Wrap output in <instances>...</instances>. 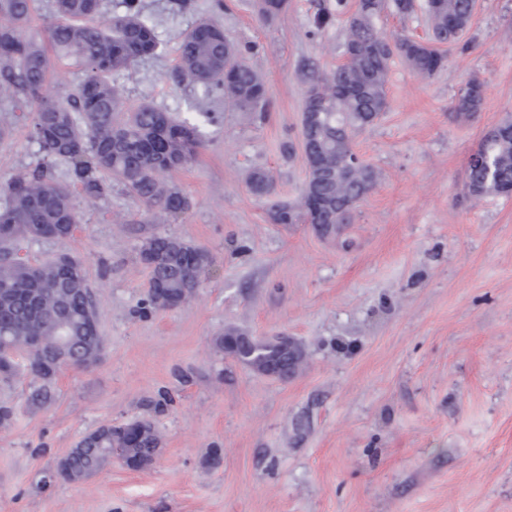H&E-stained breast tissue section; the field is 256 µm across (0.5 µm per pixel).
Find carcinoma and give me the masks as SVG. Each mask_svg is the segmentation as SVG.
Segmentation results:
<instances>
[{"mask_svg": "<svg viewBox=\"0 0 512 512\" xmlns=\"http://www.w3.org/2000/svg\"><path fill=\"white\" fill-rule=\"evenodd\" d=\"M387 0H358L349 16L344 41L345 61L305 75L302 120L318 114L315 140L305 151L307 176L295 204L279 203L269 212L273 224H315L328 236L351 222L346 210L367 197L379 180L372 166L354 150L356 134L388 108L386 82L393 57H402L412 71L428 79L444 68L443 46L456 45L470 25L474 0H427L431 33L426 40L387 36L374 19ZM121 12L99 21L102 0H55L47 39L32 30L35 0H0V96L11 111L37 105L31 137L42 162L12 178L0 199V381L9 383L25 369L38 383L32 400L50 397L56 367L43 355L69 337L66 365L88 369L106 345L82 261L69 254L31 265L17 256L24 240L67 239L80 223L73 189L95 201L105 197L112 181L123 182L163 224L184 212L189 199L164 180L193 161L203 141L199 125L177 119L150 101L125 108L123 88L113 75L158 53L160 41L144 15L141 0H121ZM178 79L200 86L208 96H220L244 112L266 109L267 88L244 51L212 18L199 20L180 37ZM71 62L86 72L78 87L65 96L48 92V80L59 62ZM484 85L467 82L456 95L452 111L469 118L480 111ZM490 168L470 167V192L512 194V122L480 143ZM57 164L66 166L68 182L51 176ZM250 191L265 195L271 177L263 170L249 176ZM149 271L144 304L154 309L176 308L197 293L208 263L207 255L191 243L152 233L139 247ZM241 335L227 328L214 345L223 354L266 375L280 364L291 375L304 362L294 342L288 351L274 343H252L237 351L224 349V337ZM139 433L125 435L119 426L93 432L95 447L64 457L57 474L78 481L99 470L110 449L123 448L127 458L151 463L162 444L161 433L149 422H137Z\"/></svg>", "mask_w": 512, "mask_h": 512, "instance_id": "cac0c4a2", "label": "carcinoma"}]
</instances>
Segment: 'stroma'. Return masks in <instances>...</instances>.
Returning a JSON list of instances; mask_svg holds the SVG:
<instances>
[{
  "instance_id": "obj_1",
  "label": "stroma",
  "mask_w": 512,
  "mask_h": 512,
  "mask_svg": "<svg viewBox=\"0 0 512 512\" xmlns=\"http://www.w3.org/2000/svg\"><path fill=\"white\" fill-rule=\"evenodd\" d=\"M143 3L161 48L119 75L126 107L149 100L181 119L204 103L218 120L195 161L166 176L191 202L169 223L153 224L116 182L81 203L72 238L22 243L32 264L84 261L107 344L96 366L57 373L48 404L29 403V376L0 386L14 409L0 425V512H512V196H472L467 170L485 130L512 119V0H476L469 50L448 49L432 79L392 59L388 109L355 140L381 179L330 236L270 223L268 210L306 178L303 67L342 61L357 0H287L268 22L254 0H224L216 17L251 46L268 90L261 114L174 77L181 34L213 0ZM425 3L407 16L385 9L376 25L425 39ZM321 10L333 19L319 29ZM474 77L482 109L455 120L451 102ZM34 111L0 98V190L39 161ZM258 167L274 177L265 197L246 183ZM155 230L211 259L175 309L143 306L138 245ZM229 326L290 337L306 362L285 382L257 374L215 351ZM136 418L163 432L152 466L112 459L54 480L88 432Z\"/></svg>"
}]
</instances>
